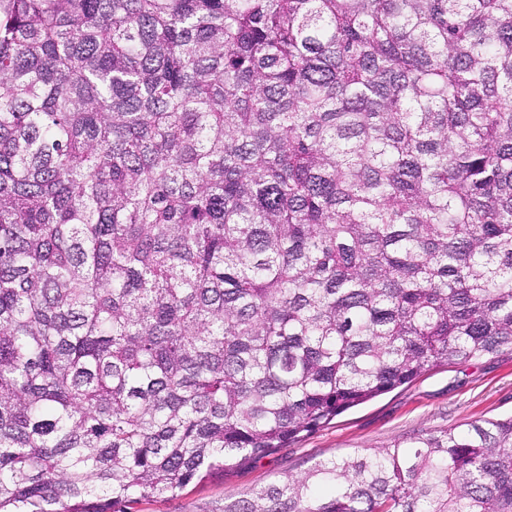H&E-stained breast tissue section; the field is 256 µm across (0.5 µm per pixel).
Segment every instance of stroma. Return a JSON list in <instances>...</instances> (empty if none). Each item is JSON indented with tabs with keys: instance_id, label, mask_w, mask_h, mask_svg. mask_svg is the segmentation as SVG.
Wrapping results in <instances>:
<instances>
[{
	"instance_id": "35a3bbf8",
	"label": "stroma",
	"mask_w": 512,
	"mask_h": 512,
	"mask_svg": "<svg viewBox=\"0 0 512 512\" xmlns=\"http://www.w3.org/2000/svg\"><path fill=\"white\" fill-rule=\"evenodd\" d=\"M512 417V352L461 360L430 370L408 385L302 433L288 447L260 458L230 461L176 496L142 500L132 512H216L225 499L300 474L335 455L368 452L394 442L460 431L468 424Z\"/></svg>"
}]
</instances>
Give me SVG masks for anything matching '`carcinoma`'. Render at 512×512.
<instances>
[{
	"instance_id": "1",
	"label": "carcinoma",
	"mask_w": 512,
	"mask_h": 512,
	"mask_svg": "<svg viewBox=\"0 0 512 512\" xmlns=\"http://www.w3.org/2000/svg\"><path fill=\"white\" fill-rule=\"evenodd\" d=\"M512 350V0H0V512H127ZM220 512H512V418Z\"/></svg>"
}]
</instances>
